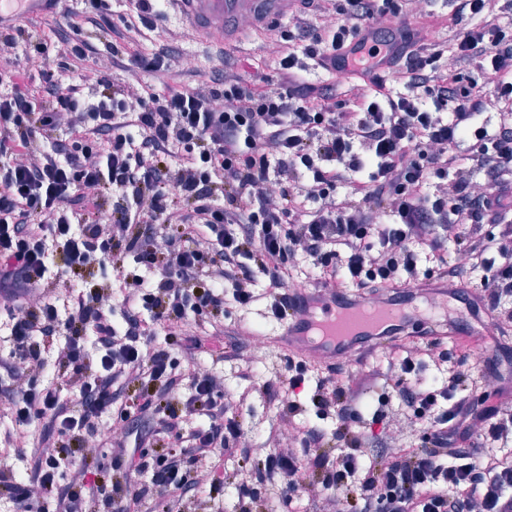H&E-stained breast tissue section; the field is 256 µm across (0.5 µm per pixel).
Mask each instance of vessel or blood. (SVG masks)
<instances>
[{"mask_svg":"<svg viewBox=\"0 0 512 512\" xmlns=\"http://www.w3.org/2000/svg\"><path fill=\"white\" fill-rule=\"evenodd\" d=\"M59 0H0V19L44 16ZM192 28L208 39L229 44L240 18L262 26L284 15L291 0H175ZM282 310L276 347L301 360L318 359L328 368L344 365L401 343L448 339L465 352L493 349L504 331L476 286L460 284L413 290L387 288L375 293L292 286L276 301ZM480 308L477 323L462 311Z\"/></svg>","mask_w":512,"mask_h":512,"instance_id":"vessel-or-blood-1","label":"vessel or blood"}]
</instances>
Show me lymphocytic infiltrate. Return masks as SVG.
<instances>
[{
  "label": "lymphocytic infiltrate",
  "instance_id": "1",
  "mask_svg": "<svg viewBox=\"0 0 512 512\" xmlns=\"http://www.w3.org/2000/svg\"><path fill=\"white\" fill-rule=\"evenodd\" d=\"M344 2L337 18L313 26L302 54L332 63L354 40L373 38L355 67L374 90L355 112L315 105L316 87L299 83L293 73L302 54L292 52L279 62L277 84L266 89L228 74L220 91L160 95L147 88L131 106L101 77L99 94L83 110L74 96L52 87L48 99L32 102L29 83L53 81L41 69L18 73L10 94L0 95V157L28 147L37 129L53 126L56 116L80 114L72 145H57L39 167L10 168L0 184V303L12 321L11 354L42 366L48 338L64 327L67 347L59 371L81 393L71 406L55 388L33 387L11 402L16 425L45 418L59 436L44 450L35 478L61 512H140L146 490L133 482L136 473L151 476L155 512H172L171 498L193 484L188 462L239 436L212 377L195 376V393L186 401L166 397L178 380L169 350H155L146 360L140 354L154 326L172 329L200 314L221 321L227 301H253L254 266L268 273L271 296L282 294L286 262L298 249L324 279L341 275L359 288L413 283L421 259L446 263L436 228L501 224L512 214V19L491 15L493 0H458L457 16L472 24L454 30L448 51L456 62L476 65L493 87L491 94H476L460 86L458 75L432 70L441 53L420 45L401 17V0ZM388 16L400 20L402 46L392 59L400 67V92L388 90L386 78L373 74L369 64L387 43L390 30L382 21ZM491 110L498 121L489 126L484 114ZM177 146L184 150L179 159ZM475 168L489 170L496 186L480 200L471 196L469 173ZM301 174L309 180L302 189L294 185ZM434 178L449 183L451 193L433 192ZM270 184L280 189L278 201L267 195ZM105 190L121 199L112 209L110 234H103L97 213L90 212L81 235H72L69 207ZM142 218L167 227L171 249L150 247L138 224ZM50 242L64 258L66 276L80 284L91 252L135 254L159 281L148 291L138 280L123 281L124 300L142 301L149 321L128 317L125 332L117 333L97 304V290L86 287L67 317H60L54 302L37 295L51 276ZM493 249L503 259L488 295L496 307L512 296V231L497 241L471 243L474 266H489ZM21 295L33 297V304L15 305ZM90 325L97 334L94 356L85 345ZM399 367L401 396L417 415L430 418L424 446L364 464V434L348 425L356 414L354 394L345 385L320 382L311 402L319 414L339 420L335 446L321 447L315 434L305 455L278 450L257 463L280 477L282 501L296 504L293 476L305 468L325 489L345 490L350 512H369L375 501L383 512H470L474 506L479 512H512V453L495 446L512 436V415L489 423L490 447H449V435L466 419L462 405L450 399L468 390L467 374H453L448 390L438 394L416 381L412 358ZM120 381L134 388L132 402L121 407L112 390ZM442 398L448 408L439 406ZM113 410L125 421L161 415L170 430L193 415L208 424L179 450L159 438L152 451L139 454L117 446L111 470L102 471L88 463L84 439ZM73 466L76 479L60 485Z\"/></svg>",
  "mask_w": 512,
  "mask_h": 512
}]
</instances>
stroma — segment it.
Returning a JSON list of instances; mask_svg holds the SVG:
<instances>
[{
	"label": "stroma",
	"instance_id": "1",
	"mask_svg": "<svg viewBox=\"0 0 512 512\" xmlns=\"http://www.w3.org/2000/svg\"><path fill=\"white\" fill-rule=\"evenodd\" d=\"M104 3L115 27L114 32L108 34L87 24V17L93 13L90 0H60L54 14L23 22L24 37L18 40L11 55L0 57V93L10 92L16 72L42 68L53 74L60 92L76 88L85 105L93 102L95 81L103 75L118 89L132 91L148 85L160 94L184 88H218L228 74L250 82L259 74L273 78L281 56L288 49L307 44L308 27L316 22L314 15L301 17L293 13L257 29L249 19L243 18L238 22L239 42L225 47L198 36L176 6H163L162 17L153 28L129 31L124 23L134 16L133 0H104ZM410 7L417 15L416 25L424 29V42L428 47L447 41L448 20L455 12L453 0H411ZM38 42L47 47L45 58L33 56V46ZM82 42L89 44L90 52L76 67L70 51ZM136 51L148 56L164 55L163 70L155 73L132 70L130 56ZM296 75L300 81L316 85L333 102L355 101L357 95L371 88L365 78L338 80L316 73L307 58L303 59ZM252 274L257 299L246 305L227 302L222 323L192 316L178 328L177 343H170L167 329L161 326L156 328L151 340L152 347L169 348L179 363L182 377L172 387V396L187 399L193 392L194 376H212L222 383L224 399L230 404L228 414L235 417L240 426L239 438L223 449L220 457L206 456L192 464L194 486L190 497L197 512H237L238 488L242 485L261 491L265 512H283L274 486L259 480L255 461L276 450L301 451L300 440L307 429L332 439L337 426L335 417L319 416L308 407L317 384L331 376L326 369L308 366L305 383L296 390H289L285 384L286 358L270 342L279 324L270 314L269 298L263 295L268 278L257 268ZM135 277L143 287L156 285V275L139 264L134 254L113 259L92 253L86 280L98 288L99 304L111 310L116 328L125 327L129 314L141 317L146 314L142 307L125 305L118 288L121 279ZM8 334L9 316L0 308V360H10L13 367L12 376L1 380L0 387L17 391L33 384L52 386L59 388L64 400L71 403L78 400L77 387L65 384L56 363L66 345L64 331L54 335L52 349L40 371L34 370L28 362L11 358ZM406 354L421 362L420 376L424 382L442 389L448 386L453 373H469L477 388L463 393V400L478 405L484 403L499 408L501 413L512 414V390L504 389L499 374L489 370L480 357L461 351L451 341L379 351L364 362L343 366L331 376L360 394V417L352 421L353 429L366 427L378 396L388 399L384 423L376 426L366 440L368 461L420 447L427 431V418L415 416L412 407L399 394L398 360ZM291 398L307 405V412L294 417L285 414L282 403ZM124 427V421L113 412L95 421L93 430L85 436L87 456L97 459L103 468H111L110 446L122 437ZM43 428L39 420L22 429L13 427L9 414L0 408V469L11 470L27 479L32 460L14 454L13 449L20 445L32 449ZM227 473L232 474V483L225 485L223 491H215V482ZM294 481L301 492V512H346L344 492L324 489L306 469H299Z\"/></svg>",
	"mask_w": 512,
	"mask_h": 512
}]
</instances>
